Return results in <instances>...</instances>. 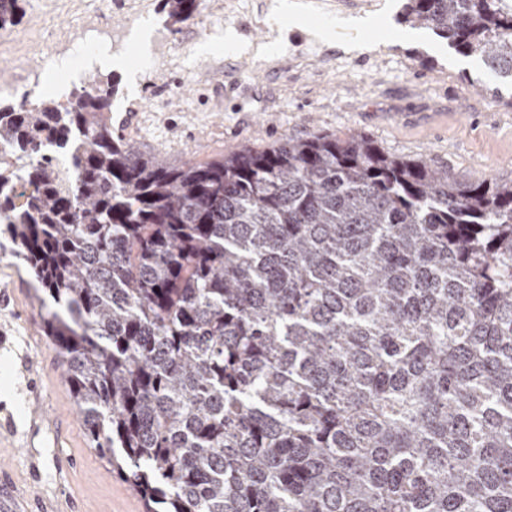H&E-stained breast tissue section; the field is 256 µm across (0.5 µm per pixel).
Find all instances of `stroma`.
I'll return each instance as SVG.
<instances>
[{
    "label": "stroma",
    "instance_id": "35a3bbf8",
    "mask_svg": "<svg viewBox=\"0 0 512 512\" xmlns=\"http://www.w3.org/2000/svg\"><path fill=\"white\" fill-rule=\"evenodd\" d=\"M115 0H22L15 30L71 35L109 27L120 66L116 112H139L141 151L178 164L205 162L248 143L264 148L316 133H361L386 152L425 157L470 179L512 180V86L402 23L405 0H304L294 23L280 0H200L172 23L164 0H144L128 25ZM372 19L366 30L354 18ZM236 43H225L227 34ZM211 44L200 53L202 44ZM29 75L54 96L57 77L40 55L0 42V102L27 94ZM36 283L0 250V480L22 512H145L142 497L91 448L42 327Z\"/></svg>",
    "mask_w": 512,
    "mask_h": 512
}]
</instances>
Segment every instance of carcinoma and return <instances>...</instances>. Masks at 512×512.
Instances as JSON below:
<instances>
[{
	"label": "carcinoma",
	"mask_w": 512,
	"mask_h": 512,
	"mask_svg": "<svg viewBox=\"0 0 512 512\" xmlns=\"http://www.w3.org/2000/svg\"><path fill=\"white\" fill-rule=\"evenodd\" d=\"M403 22L512 83V0ZM114 93L0 106V234L147 512H512V181L361 134L174 165Z\"/></svg>",
	"instance_id": "obj_1"
}]
</instances>
